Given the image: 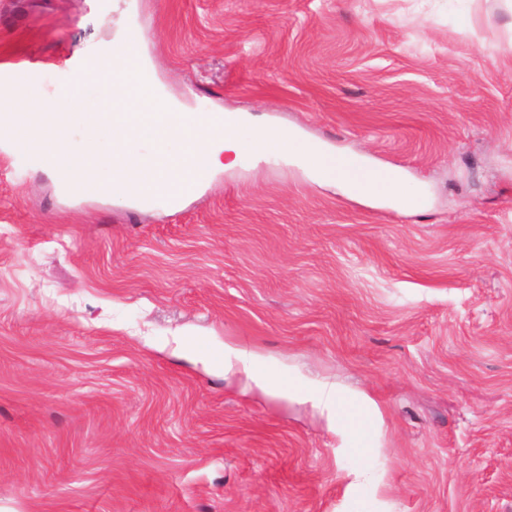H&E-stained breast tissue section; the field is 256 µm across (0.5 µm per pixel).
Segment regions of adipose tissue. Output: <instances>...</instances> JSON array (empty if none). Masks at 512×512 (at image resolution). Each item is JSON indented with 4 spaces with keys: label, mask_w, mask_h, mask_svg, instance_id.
<instances>
[{
    "label": "adipose tissue",
    "mask_w": 512,
    "mask_h": 512,
    "mask_svg": "<svg viewBox=\"0 0 512 512\" xmlns=\"http://www.w3.org/2000/svg\"><path fill=\"white\" fill-rule=\"evenodd\" d=\"M224 368L243 374L258 389L288 399L306 398L326 414L330 426L340 427L351 442L363 443L379 416L376 404L363 393L346 394L333 383L305 388L300 380L280 382L259 353L234 344L224 346Z\"/></svg>",
    "instance_id": "1"
}]
</instances>
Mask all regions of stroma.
I'll return each instance as SVG.
<instances>
[{
  "mask_svg": "<svg viewBox=\"0 0 512 512\" xmlns=\"http://www.w3.org/2000/svg\"><path fill=\"white\" fill-rule=\"evenodd\" d=\"M127 24L184 111L362 155L419 204L281 159L122 202L0 137V512H512L503 0H0V83L68 87ZM228 342L367 392L364 453L225 372Z\"/></svg>",
  "mask_w": 512,
  "mask_h": 512,
  "instance_id": "35a3bbf8",
  "label": "stroma"
}]
</instances>
